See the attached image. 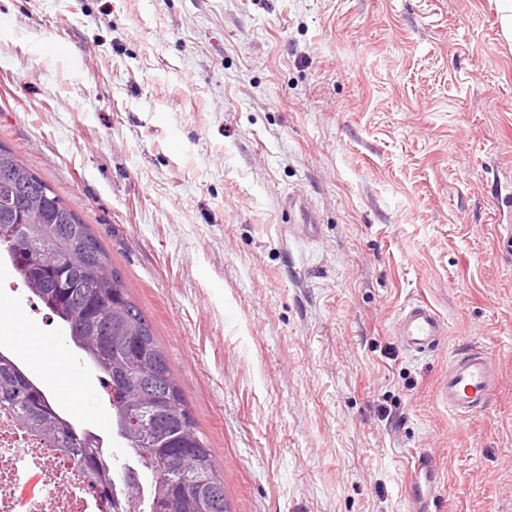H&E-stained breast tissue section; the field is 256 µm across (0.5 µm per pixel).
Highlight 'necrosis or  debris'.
I'll list each match as a JSON object with an SVG mask.
<instances>
[{"mask_svg": "<svg viewBox=\"0 0 512 512\" xmlns=\"http://www.w3.org/2000/svg\"><path fill=\"white\" fill-rule=\"evenodd\" d=\"M38 492L20 498L26 474ZM0 512H100L87 489L82 468L72 456L26 433L12 416L0 411Z\"/></svg>", "mask_w": 512, "mask_h": 512, "instance_id": "necrosis-or-debris-1", "label": "necrosis or debris"}]
</instances>
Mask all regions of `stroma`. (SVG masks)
<instances>
[{
	"label": "stroma",
	"instance_id": "obj_1",
	"mask_svg": "<svg viewBox=\"0 0 512 512\" xmlns=\"http://www.w3.org/2000/svg\"><path fill=\"white\" fill-rule=\"evenodd\" d=\"M0 146L108 252L230 512H410L423 452L443 474L430 512H512L496 0H0ZM294 193L318 238L286 233ZM418 300L448 326L424 354L393 332ZM5 346L131 464L96 373L1 258ZM472 348L500 385L461 418L436 387Z\"/></svg>",
	"mask_w": 512,
	"mask_h": 512
}]
</instances>
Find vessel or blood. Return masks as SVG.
<instances>
[{
  "mask_svg": "<svg viewBox=\"0 0 512 512\" xmlns=\"http://www.w3.org/2000/svg\"><path fill=\"white\" fill-rule=\"evenodd\" d=\"M294 229L307 237L315 236L317 220L304 196L292 194L285 198ZM448 329L438 312L427 302L406 304L395 321V334L411 352L422 353L438 346ZM499 384V373L487 352L472 349L454 355L448 372L442 377L437 391L439 400L461 417L479 411L487 405ZM440 481L436 459L428 453L419 455L411 479L410 494L414 512H428Z\"/></svg>",
  "mask_w": 512,
  "mask_h": 512,
  "instance_id": "b4317fda",
  "label": "vessel or blood"
}]
</instances>
